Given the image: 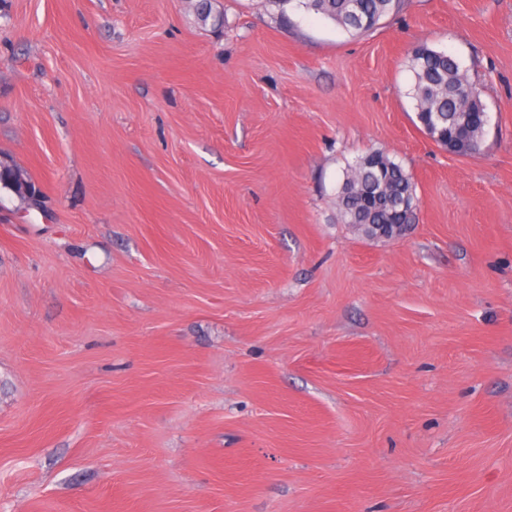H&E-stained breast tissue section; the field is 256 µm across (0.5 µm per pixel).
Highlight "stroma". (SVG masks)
<instances>
[{
  "mask_svg": "<svg viewBox=\"0 0 512 512\" xmlns=\"http://www.w3.org/2000/svg\"><path fill=\"white\" fill-rule=\"evenodd\" d=\"M0 0V512H512V0ZM457 56L481 153L419 128ZM410 171L398 240L348 164ZM281 15L295 2L294 9L323 16L352 35H363L374 30L380 21L399 12L402 0H269ZM409 70L413 83L408 95L415 100L420 128L438 145L457 155L479 153L487 133L479 119L464 108L484 105L481 91L454 55L423 44L412 51ZM347 191V192H346ZM415 192L411 174L404 166L381 150L360 157L346 172L336 204L345 224H352L366 236L368 224H391L377 238L393 240L407 231L405 212L395 206L406 193ZM25 187L36 188V185L17 167L0 164V189L11 191L21 204L29 205Z\"/></svg>",
  "mask_w": 512,
  "mask_h": 512,
  "instance_id": "1",
  "label": "stroma"
}]
</instances>
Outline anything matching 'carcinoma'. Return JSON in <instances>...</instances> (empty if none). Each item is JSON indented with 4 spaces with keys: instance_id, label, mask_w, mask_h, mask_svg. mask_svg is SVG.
Segmentation results:
<instances>
[{
    "instance_id": "cac0c4a2",
    "label": "carcinoma",
    "mask_w": 512,
    "mask_h": 512,
    "mask_svg": "<svg viewBox=\"0 0 512 512\" xmlns=\"http://www.w3.org/2000/svg\"><path fill=\"white\" fill-rule=\"evenodd\" d=\"M281 15L286 7L323 16L352 35L374 30L380 21L399 12L402 0H270ZM409 70L413 83L408 95L415 100L420 128L438 145L457 155H471L483 148L486 126L464 111L483 106L481 91L454 55L423 44L412 51ZM35 184L17 167L0 164V189L29 203L25 188ZM415 192L411 174L381 150L360 157L346 172L336 204L341 219L358 230L370 224H401L408 220L397 200Z\"/></svg>"
}]
</instances>
